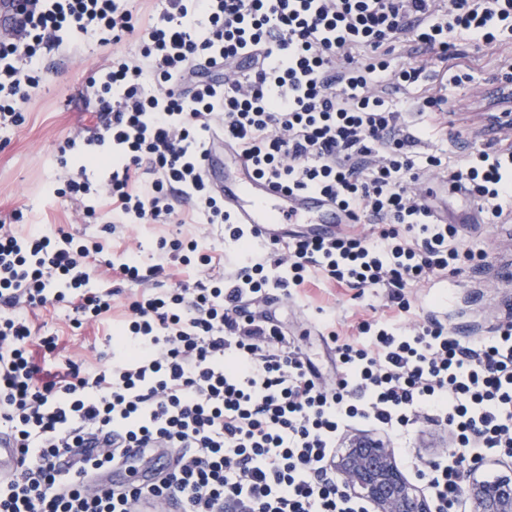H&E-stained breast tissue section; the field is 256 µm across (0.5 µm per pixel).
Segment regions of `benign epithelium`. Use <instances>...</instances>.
<instances>
[{"mask_svg":"<svg viewBox=\"0 0 512 512\" xmlns=\"http://www.w3.org/2000/svg\"><path fill=\"white\" fill-rule=\"evenodd\" d=\"M336 474L372 512H431L420 493L399 468L381 440L355 434L336 460ZM470 512H512V479L472 480L464 487Z\"/></svg>","mask_w":512,"mask_h":512,"instance_id":"obj_1","label":"benign epithelium"}]
</instances>
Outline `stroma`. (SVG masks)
Listing matches in <instances>:
<instances>
[{"mask_svg":"<svg viewBox=\"0 0 512 512\" xmlns=\"http://www.w3.org/2000/svg\"><path fill=\"white\" fill-rule=\"evenodd\" d=\"M459 45L458 68L429 67L427 82L392 96L395 108L414 124L421 121L423 97L432 93L447 97L448 110L457 114L453 139L430 132L424 137L420 152L441 154L454 148L462 150L503 136L502 130L495 127H470L461 117L486 106L487 93L500 78L496 60L512 55V45L481 46L469 39L460 40ZM116 51L133 56L138 52V45L131 39L115 48L100 46L86 36L71 39L59 53L44 61L43 79L31 90L23 106L24 123L0 131V222L11 221L13 212L19 210L23 213L22 221L17 223L21 230L30 224H41L77 235L103 236L105 260L93 263L91 285L113 290L112 309L106 316L110 322L124 319L127 305L139 287L113 276L109 262L127 258L136 248L140 249L142 258H150L160 239L176 236L199 238L226 258L235 254L234 246L224 242L220 226L200 223L191 213L186 214L181 224H140L113 236L102 232L101 224L108 221V213H101L99 223L79 224L71 204L56 199L53 193L57 173L55 148L77 129L87 113L97 110L94 97L85 93L86 78ZM459 71L469 74L466 84H455L454 76ZM419 189L430 205L447 212L449 223L463 231L476 258L463 263L461 273L455 278L435 280L413 289L412 308L420 315L435 311L439 319L464 339L486 335L490 327L512 313V223H486L483 216L475 213L472 201L446 192L436 177L424 176ZM385 301L386 291L382 288L359 298L352 290L324 282L317 288L299 289L293 300H282L271 305L270 310L311 360L326 371L330 363L323 335L332 331L343 337L351 335L353 325L371 318L374 309ZM31 321L37 335L60 337L65 355L75 360L93 359L96 326L73 328L67 309L52 305L36 309Z\"/></svg>","mask_w":512,"mask_h":512,"instance_id":"stroma-1","label":"stroma"}]
</instances>
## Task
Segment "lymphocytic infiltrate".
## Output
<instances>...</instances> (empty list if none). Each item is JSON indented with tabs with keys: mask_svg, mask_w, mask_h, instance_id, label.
<instances>
[{
	"mask_svg": "<svg viewBox=\"0 0 512 512\" xmlns=\"http://www.w3.org/2000/svg\"><path fill=\"white\" fill-rule=\"evenodd\" d=\"M0 15V128L23 123L38 64L68 34L100 45L135 38L87 78L103 121L60 142V158L92 147L60 176L58 198L83 222L109 206L108 232L180 224L184 209L251 248L203 175L215 129L260 176L316 190L369 224L329 239L267 247L239 269L214 273L196 238L160 241L151 263L116 271L131 282L165 278L171 262L206 271L194 284L142 291L105 338L96 362L54 367L56 337H36L31 313L72 310L75 327L101 323L110 294L88 286L102 241L64 230L0 225V430L17 469L0 477V512H368L336 478L343 432L362 425L406 444L419 420L447 428L448 457L408 456L438 512H462L463 489L489 459H512V320L472 342L434 315L412 329L406 291L455 277L474 253L452 224H435L416 186L435 172L488 223H512V139L448 157L420 154L418 129L392 92L418 86L457 59L456 41L512 42V0H163L135 20L126 0H6ZM108 169L90 181L88 165ZM324 279L387 289L389 316L335 340L325 385L310 357L254 306ZM161 459L139 469L130 449ZM126 466L106 488L100 474Z\"/></svg>",
	"mask_w": 512,
	"mask_h": 512,
	"instance_id": "1",
	"label": "lymphocytic infiltrate"
}]
</instances>
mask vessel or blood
<instances>
[{
  "label": "vessel or blood",
  "instance_id": "obj_1",
  "mask_svg": "<svg viewBox=\"0 0 512 512\" xmlns=\"http://www.w3.org/2000/svg\"><path fill=\"white\" fill-rule=\"evenodd\" d=\"M203 165L206 180L224 199L225 212L249 225L262 244L286 242L293 227L327 237L355 221L322 192L292 191L257 176L248 158L230 145L211 144Z\"/></svg>",
  "mask_w": 512,
  "mask_h": 512
}]
</instances>
